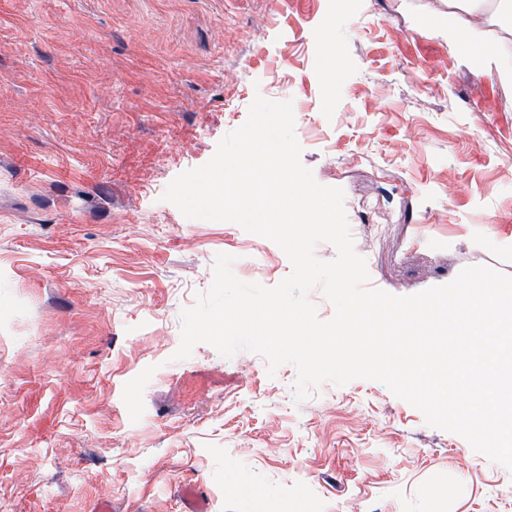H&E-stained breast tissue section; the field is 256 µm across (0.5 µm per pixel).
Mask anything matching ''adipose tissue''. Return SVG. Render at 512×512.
Returning <instances> with one entry per match:
<instances>
[{
	"label": "adipose tissue",
	"mask_w": 512,
	"mask_h": 512,
	"mask_svg": "<svg viewBox=\"0 0 512 512\" xmlns=\"http://www.w3.org/2000/svg\"><path fill=\"white\" fill-rule=\"evenodd\" d=\"M481 31L497 28L502 39L512 38V0H448V34L456 38L461 27Z\"/></svg>",
	"instance_id": "obj_1"
}]
</instances>
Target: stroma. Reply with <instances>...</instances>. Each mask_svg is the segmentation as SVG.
<instances>
[{
  "instance_id": "35a3bbf8",
  "label": "stroma",
  "mask_w": 512,
  "mask_h": 512,
  "mask_svg": "<svg viewBox=\"0 0 512 512\" xmlns=\"http://www.w3.org/2000/svg\"><path fill=\"white\" fill-rule=\"evenodd\" d=\"M339 48L341 66L327 57ZM494 28L444 0H0V512H512V471L378 381L296 401L293 365L196 344L216 254L277 285L280 247L163 195L255 96L342 188L370 286L512 277V100Z\"/></svg>"
}]
</instances>
